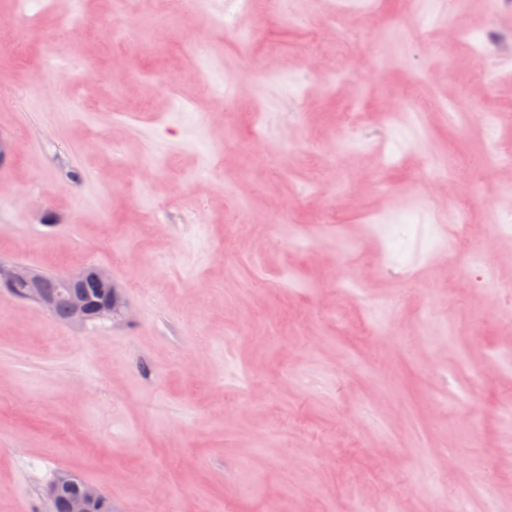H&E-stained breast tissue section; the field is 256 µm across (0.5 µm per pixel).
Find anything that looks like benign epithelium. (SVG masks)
Wrapping results in <instances>:
<instances>
[{
	"label": "benign epithelium",
	"instance_id": "1",
	"mask_svg": "<svg viewBox=\"0 0 512 512\" xmlns=\"http://www.w3.org/2000/svg\"><path fill=\"white\" fill-rule=\"evenodd\" d=\"M47 278L41 272L22 264L0 261V288L28 285L24 299L37 304L49 313L60 303L68 309L67 324L75 329L84 328L94 318L123 320L130 310L112 275L98 266H86L58 275L55 287L46 288ZM98 289L92 300L83 291L87 285ZM49 499L54 512H112V501L98 485L62 473L50 484Z\"/></svg>",
	"mask_w": 512,
	"mask_h": 512
}]
</instances>
